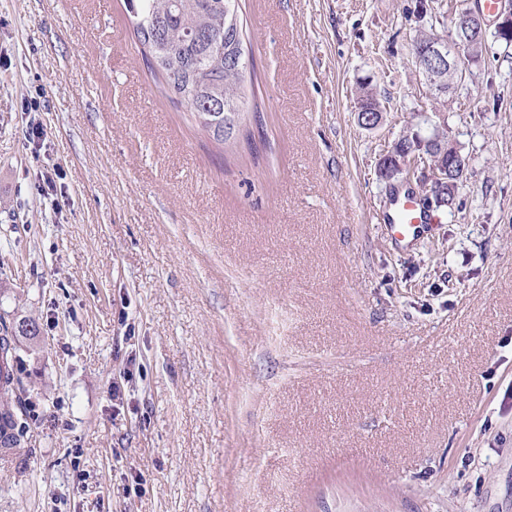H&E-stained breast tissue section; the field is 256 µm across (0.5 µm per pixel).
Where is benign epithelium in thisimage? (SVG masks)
<instances>
[{
    "instance_id": "benign-epithelium-1",
    "label": "benign epithelium",
    "mask_w": 512,
    "mask_h": 512,
    "mask_svg": "<svg viewBox=\"0 0 512 512\" xmlns=\"http://www.w3.org/2000/svg\"><path fill=\"white\" fill-rule=\"evenodd\" d=\"M465 34L452 38L450 41L434 38L423 44L424 55L417 63L420 73L424 77L428 87L443 88V85H435L432 78L433 67L440 66L443 69L460 70V51L465 43L474 41L477 37L485 36L488 24L483 14L470 12L466 16ZM494 34L501 39L512 37V0H506L496 16ZM419 130L429 138L433 145L431 152L435 156L430 158L423 152L398 153L389 149L381 159V167L401 169L405 172V180H410L418 167H423L430 184L444 189L451 183L449 175L452 174L448 167V154L460 156L457 144L447 135L441 134L446 128L445 115L442 112H422L419 114Z\"/></svg>"
}]
</instances>
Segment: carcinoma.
I'll list each match as a JSON object with an SVG mask.
<instances>
[{"label":"carcinoma","instance_id":"cac0c4a2","mask_svg":"<svg viewBox=\"0 0 512 512\" xmlns=\"http://www.w3.org/2000/svg\"><path fill=\"white\" fill-rule=\"evenodd\" d=\"M134 32L149 49L152 69L168 91L180 97L199 126L222 145L228 107L243 112L245 96L244 31L239 0H127ZM38 328L22 321L17 335L0 334V362L19 366L20 339H33ZM20 372L0 378V459L27 448L29 402Z\"/></svg>","mask_w":512,"mask_h":512}]
</instances>
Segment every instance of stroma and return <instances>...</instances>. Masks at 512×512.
<instances>
[{
	"mask_svg": "<svg viewBox=\"0 0 512 512\" xmlns=\"http://www.w3.org/2000/svg\"><path fill=\"white\" fill-rule=\"evenodd\" d=\"M475 2L241 0L226 152L125 0H0V324L39 326L0 512H512V55L441 97L412 55ZM420 112L468 170L408 246L378 163Z\"/></svg>",
	"mask_w": 512,
	"mask_h": 512,
	"instance_id": "obj_1",
	"label": "stroma"
}]
</instances>
